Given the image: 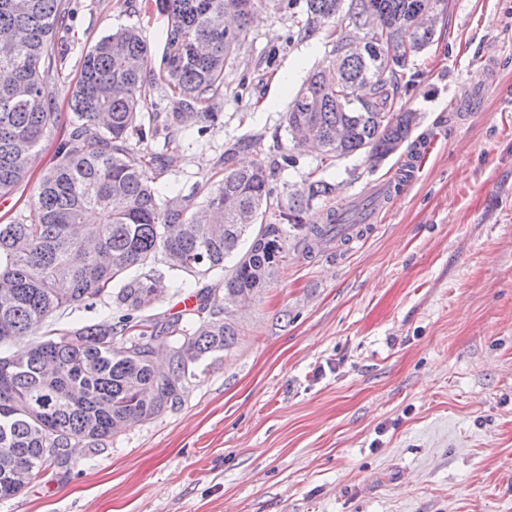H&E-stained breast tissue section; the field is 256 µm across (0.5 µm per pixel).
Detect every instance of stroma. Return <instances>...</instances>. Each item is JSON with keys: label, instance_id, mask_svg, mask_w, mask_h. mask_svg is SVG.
I'll return each instance as SVG.
<instances>
[{"label": "stroma", "instance_id": "stroma-1", "mask_svg": "<svg viewBox=\"0 0 512 512\" xmlns=\"http://www.w3.org/2000/svg\"><path fill=\"white\" fill-rule=\"evenodd\" d=\"M63 4L54 111L100 38L133 25L160 58L155 0ZM297 19L267 0L225 69L221 118L202 139L176 133L158 185L202 190L228 144L254 138L240 161L270 167L278 200L336 184L342 239L309 257L292 243L260 298L227 307L234 341L181 404L72 450L0 512H512V0H448L408 66L418 123L396 154L322 168L299 149L283 170V114L331 50ZM425 141L423 169L392 189ZM52 155L0 197V224L26 215Z\"/></svg>", "mask_w": 512, "mask_h": 512}]
</instances>
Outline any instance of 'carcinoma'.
Instances as JSON below:
<instances>
[{
  "instance_id": "cac0c4a2",
  "label": "carcinoma",
  "mask_w": 512,
  "mask_h": 512,
  "mask_svg": "<svg viewBox=\"0 0 512 512\" xmlns=\"http://www.w3.org/2000/svg\"><path fill=\"white\" fill-rule=\"evenodd\" d=\"M265 0H157L167 17L160 59L164 96L174 111L150 112L151 57L137 28L106 35L83 56L69 97L70 132L57 134L48 88L57 67L62 0H0V197L24 181L41 143L55 141L52 163L35 187L28 214L0 224V345L44 332L39 341L0 353V499L21 493L70 449L106 443L134 420H151L182 403L193 367L236 336L224 305L259 296L298 238L307 252L338 235L341 213L309 225L303 214L336 185L319 179L277 205L264 163L235 166L257 146L239 139L224 150V176L201 200L157 187L172 128L215 123L224 107V70L242 48ZM445 13L448 0H305L301 30H325L334 59L303 81L283 119L293 145L320 148V165L366 152L378 162L410 137L416 113L399 104L410 57L433 42L416 12ZM224 297L194 292L195 304L153 314L169 288L166 272L224 271ZM108 300L111 320L44 330L57 311ZM170 342L167 367L153 347ZM46 448L61 452L48 457Z\"/></svg>"
}]
</instances>
